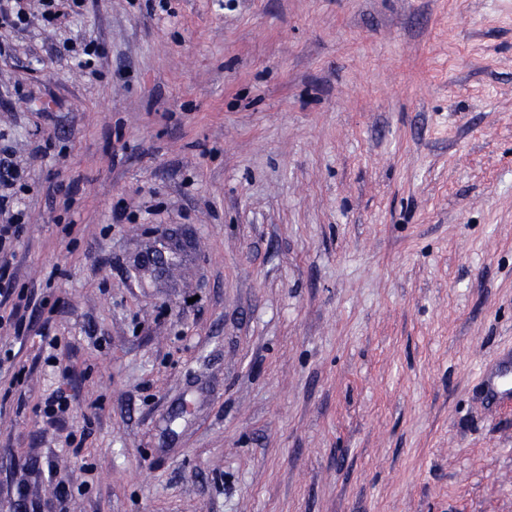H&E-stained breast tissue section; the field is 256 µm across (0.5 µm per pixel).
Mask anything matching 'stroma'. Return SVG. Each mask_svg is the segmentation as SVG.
Masks as SVG:
<instances>
[{"mask_svg": "<svg viewBox=\"0 0 512 512\" xmlns=\"http://www.w3.org/2000/svg\"><path fill=\"white\" fill-rule=\"evenodd\" d=\"M1 142L0 512H512V0H85ZM1 153L12 156L13 151L9 146H0V307L2 298L6 302L14 290L15 244L19 242L26 225L18 198L2 194V187L12 186L18 179L19 169L12 161L2 158Z\"/></svg>", "mask_w": 512, "mask_h": 512, "instance_id": "obj_1", "label": "stroma"}]
</instances>
